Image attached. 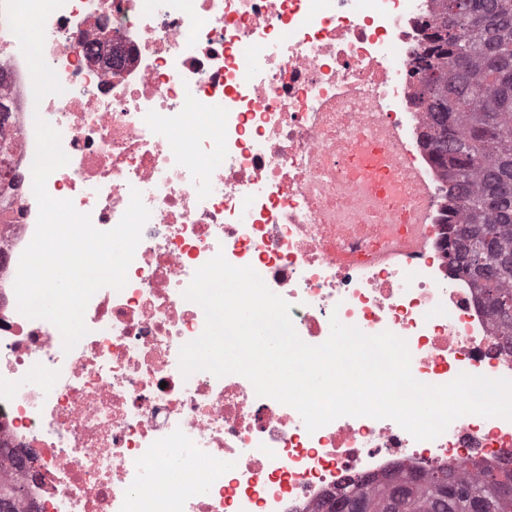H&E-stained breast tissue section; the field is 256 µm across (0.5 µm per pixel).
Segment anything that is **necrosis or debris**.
Here are the masks:
<instances>
[{
  "label": "necrosis or debris",
  "mask_w": 512,
  "mask_h": 512,
  "mask_svg": "<svg viewBox=\"0 0 512 512\" xmlns=\"http://www.w3.org/2000/svg\"><path fill=\"white\" fill-rule=\"evenodd\" d=\"M437 0H65L43 57L63 93L35 101L0 9V450L19 512H316L353 481L464 462L512 463V421L454 420L418 441L390 419L300 414L238 374L183 378L204 312L183 292L216 254L252 267L319 345L331 317L406 340L416 380L512 379L472 280L448 264V177L410 76ZM66 166L47 180L95 228L138 189L151 217L122 290L87 334L17 307L38 218L35 120ZM420 246L382 257L411 225Z\"/></svg>",
  "instance_id": "4bbe7bcc"
}]
</instances>
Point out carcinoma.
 I'll return each instance as SVG.
<instances>
[{
	"label": "carcinoma",
	"instance_id": "obj_1",
	"mask_svg": "<svg viewBox=\"0 0 512 512\" xmlns=\"http://www.w3.org/2000/svg\"><path fill=\"white\" fill-rule=\"evenodd\" d=\"M455 0L441 4L427 51L420 56L436 74L418 75L429 112L426 139L449 181L448 206L459 212L448 258L472 279L502 336L512 337V0ZM488 246H483L486 236ZM486 512H512V469L443 468L369 480L317 512H467V497Z\"/></svg>",
	"mask_w": 512,
	"mask_h": 512
}]
</instances>
